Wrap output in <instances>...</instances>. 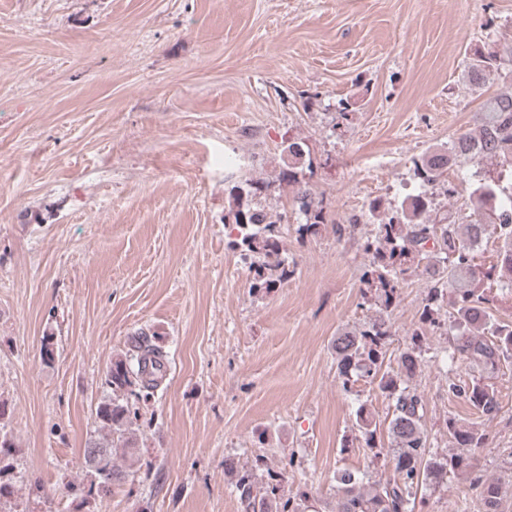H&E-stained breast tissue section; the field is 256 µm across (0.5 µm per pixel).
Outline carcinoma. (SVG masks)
<instances>
[{"instance_id":"carcinoma-1","label":"carcinoma","mask_w":512,"mask_h":512,"mask_svg":"<svg viewBox=\"0 0 512 512\" xmlns=\"http://www.w3.org/2000/svg\"><path fill=\"white\" fill-rule=\"evenodd\" d=\"M504 56L492 48H477L469 57L467 72L475 85L485 83L501 68ZM281 166L274 181L245 179L224 189V223L237 230L230 246L239 253L250 274V291L260 294L288 280L295 262L288 260L282 225L288 212L269 204L278 190L291 189L297 238L316 236L322 226L333 224L323 199L312 188L315 168L306 140L293 138L282 146ZM472 159L485 160L483 171L470 194L475 219L457 222L448 210L438 208L434 191L454 192L448 168ZM413 173L422 191L395 205L374 200L367 209L347 219L353 230L366 227L363 251L370 262L363 270L362 304L375 315L354 330H343L332 342L337 377L342 389L352 391L364 382L388 399L389 448L378 446L380 427L375 413L361 402L355 410L356 440L385 455L392 474L373 483L365 475L344 469L336 476V512H414V492L448 486V476L467 474L483 512H501L503 485L480 468L476 450L487 445L485 423L500 411L494 379L505 364H512V323L494 319L497 306L512 295V213L497 201L512 194V87L489 98L474 116V127L448 147L414 160ZM499 241L496 262L483 266L475 256L489 235ZM421 274L426 295L420 327L396 357V366H385L392 343L388 311L399 298L402 284ZM448 335L442 360L448 367V397L461 399L483 418L466 423L455 417L445 421L448 453H429L430 431L426 400L412 380L424 364L422 327ZM168 355L145 331L132 336L125 353L112 359L105 383L110 392L97 404L95 423L100 436L84 448L86 480H67L64 488L84 503L107 498L127 483L134 470L117 463L135 455L137 438L132 430L139 419L138 404L157 392L165 380ZM458 362L469 370L462 376L453 369ZM16 449L0 427V512H26L4 508L14 494L12 476ZM233 486L243 512H320L316 500L305 492L285 496L288 466L258 473V467H234Z\"/></svg>"}]
</instances>
